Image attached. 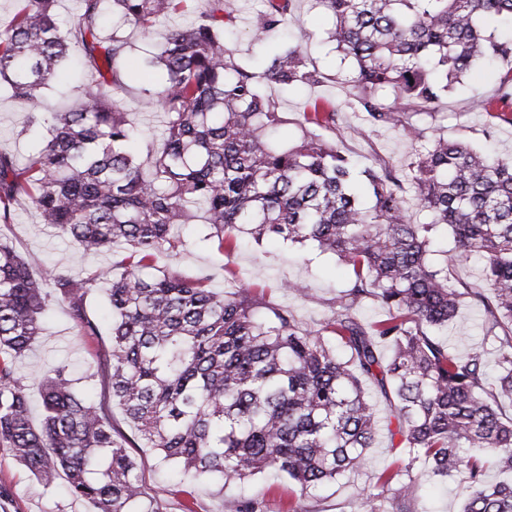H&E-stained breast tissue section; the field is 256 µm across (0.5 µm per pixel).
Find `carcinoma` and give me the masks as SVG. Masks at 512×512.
I'll return each mask as SVG.
<instances>
[{"instance_id":"carcinoma-1","label":"carcinoma","mask_w":512,"mask_h":512,"mask_svg":"<svg viewBox=\"0 0 512 512\" xmlns=\"http://www.w3.org/2000/svg\"><path fill=\"white\" fill-rule=\"evenodd\" d=\"M54 2L26 0L0 29V80L22 106L34 104L72 39L97 78L79 107L55 114L26 163L0 151V224L26 197L83 253L127 249L106 288L111 391L89 403L65 367L41 371L42 417L33 424L14 366L41 334L46 287L69 306L79 335L98 336L86 298L103 274L41 266L0 238V444L47 484L64 475L91 512H163L157 501L140 506L130 452L138 447L224 483L272 469L304 493L366 465L377 426L368 382L389 401L391 447L410 458L405 470L378 476L388 512H413L421 475L464 476L471 492L460 512H512V415L500 404L512 397V156L425 139L412 122L476 66L512 62V43L486 32L489 22L512 21V0H313L332 19L330 41L352 62L346 86L361 114L358 133L386 127L411 143L406 169L378 161L359 172L320 134L336 133L334 101L308 104L294 144L271 141L286 118L267 90L326 76L298 45L261 71L239 65L224 44L237 19L233 0H209L152 53L165 73L164 147L131 154L135 129L112 99L127 79L122 28H148L184 0H79L77 25L66 32ZM258 2L249 33L261 42L285 23L293 0ZM480 107L512 110V66ZM359 175L368 205L353 193ZM408 185L429 222L410 221ZM199 217L228 253L244 233L259 246L273 237L312 242L344 260L353 278L336 297V316L318 327L267 305L248 284L216 292L182 277L168 265L183 247L176 229ZM443 230L454 248L434 264L431 246ZM473 255L485 259L481 285L452 281L449 269ZM464 298L483 306L486 334L502 332L493 382L482 352L455 354L430 334L448 327ZM370 300L386 318L357 319ZM113 405L136 438L112 425ZM491 468L509 479L487 483Z\"/></svg>"}]
</instances>
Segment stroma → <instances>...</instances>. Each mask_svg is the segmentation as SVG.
Segmentation results:
<instances>
[{
    "mask_svg": "<svg viewBox=\"0 0 512 512\" xmlns=\"http://www.w3.org/2000/svg\"><path fill=\"white\" fill-rule=\"evenodd\" d=\"M246 9L240 12L237 24L225 32L226 43L235 45L240 63L253 69H262L267 58L281 46L301 44L318 67L329 75V82L317 87L293 85L275 87L271 93L285 113L287 122L280 131L281 140L292 141L299 135L303 112L312 99L325 97L340 101L336 122V142L349 155L369 164L378 159L404 167L409 161L410 145L397 133L379 128L358 136L359 115L345 106L341 78L350 67L334 44L327 39L331 23L324 12L311 0H295L288 23L263 43H251L247 35V10L254 0H245ZM208 6L207 0H191L189 6L160 20L149 31L131 26L126 34L132 44L130 54L122 67L129 78L117 97L128 112L140 135L134 141V151H143L146 143L161 146L160 132L164 114L155 97L143 94L146 86H157L158 74L143 64L144 50L163 42L168 29L189 25L195 15ZM79 44H72L68 57L62 62L60 73L43 89L34 109L41 115L36 125H28L27 114L12 97L7 85H0V151L24 160L37 148L53 122V115L75 107L84 87L93 82V73L84 72L78 59ZM499 68L484 64L466 76L446 95L438 114L416 116L415 123L424 137L442 133L453 141L471 146L490 148L502 154L512 153V123L496 117L495 113L480 111L481 100L493 97L498 89ZM15 218L12 224L0 225V236L7 238L23 255L36 257L46 263L65 267L73 273L86 276L95 272L118 275L119 261L125 249L118 248L109 255L84 256L77 245L58 236L53 229L41 224L38 214L28 199L14 202ZM206 225L188 224L179 235L185 247L176 264L184 276L196 278L213 272L209 285L223 290L224 279L217 269L226 267L247 283L262 288L269 305L286 306L308 322L321 323L332 317L336 298L350 285L347 265L336 256L320 252L311 244L285 245L272 242L259 247L247 238H239L237 248L230 253L219 252L206 241ZM283 281H301L309 289L308 298L280 290ZM90 313L102 330L98 336L77 335L67 305L52 303L45 318L44 333L34 343L26 360L18 363L16 372L26 377L30 413L33 421L41 419V399L36 373L39 370L63 365L76 378V387L82 397L99 400L108 391V372L100 365L103 354L110 350L107 332L109 314L101 290H94L87 298ZM449 348L458 353L477 349L483 351L489 373L498 370V345L487 339L483 328V313L472 302H464L455 323L443 335ZM138 462L144 500H157L164 512H232L235 500L256 501L261 512H362L354 496L358 487H375L378 475L404 467L406 455L390 448L387 428H380L373 448L369 449L368 465L346 474L337 482L301 494L299 488L274 471H266L253 479L225 486L206 480H197L182 474L180 466L162 460L151 448L134 449ZM469 494L462 477L450 479L447 486L426 484L419 488L413 502L414 512H459ZM87 503L76 499L69 491L65 478L54 482H39L14 457L10 448L0 445V512H89Z\"/></svg>",
    "mask_w": 512,
    "mask_h": 512,
    "instance_id": "obj_1",
    "label": "stroma"
}]
</instances>
